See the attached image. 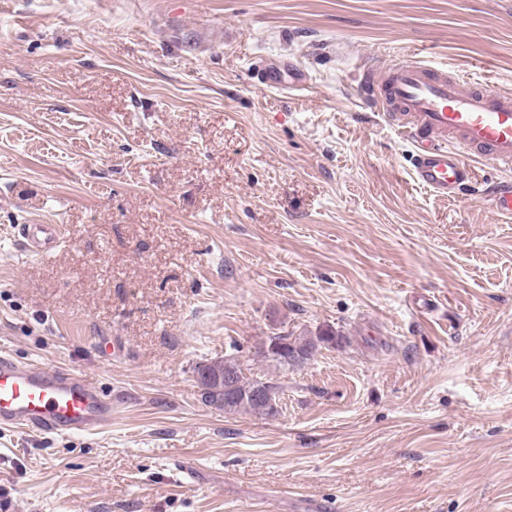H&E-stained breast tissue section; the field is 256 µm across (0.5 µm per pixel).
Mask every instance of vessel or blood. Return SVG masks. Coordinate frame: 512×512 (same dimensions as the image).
Returning a JSON list of instances; mask_svg holds the SVG:
<instances>
[{
	"mask_svg": "<svg viewBox=\"0 0 512 512\" xmlns=\"http://www.w3.org/2000/svg\"><path fill=\"white\" fill-rule=\"evenodd\" d=\"M361 99L406 137L415 152L412 177L434 194L454 199L475 182L473 164L488 160L512 170V94L420 61L365 69ZM485 196L497 214L512 216V181L488 182ZM25 252L48 255L61 239L56 224H22ZM112 421V401L93 381L0 353V427L56 435L100 430Z\"/></svg>",
	"mask_w": 512,
	"mask_h": 512,
	"instance_id": "obj_1",
	"label": "vessel or blood"
}]
</instances>
